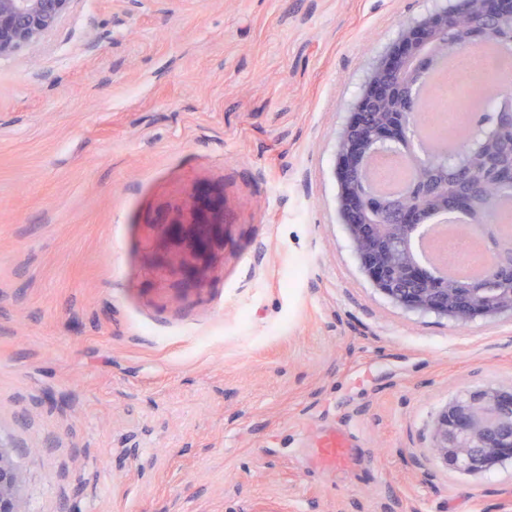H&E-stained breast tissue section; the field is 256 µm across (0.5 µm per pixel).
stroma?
Returning a JSON list of instances; mask_svg holds the SVG:
<instances>
[{
	"label": "stroma",
	"instance_id": "obj_1",
	"mask_svg": "<svg viewBox=\"0 0 512 512\" xmlns=\"http://www.w3.org/2000/svg\"><path fill=\"white\" fill-rule=\"evenodd\" d=\"M435 0H72L0 59V442L26 512H512L433 459L512 316L402 311L336 210L366 73ZM223 208L204 281L152 224ZM353 459L324 472L320 437Z\"/></svg>",
	"mask_w": 512,
	"mask_h": 512
}]
</instances>
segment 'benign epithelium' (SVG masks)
<instances>
[{
  "mask_svg": "<svg viewBox=\"0 0 512 512\" xmlns=\"http://www.w3.org/2000/svg\"><path fill=\"white\" fill-rule=\"evenodd\" d=\"M72 0H0V59L36 43L53 31L66 14ZM484 15L471 27L448 36V9L438 8L401 28L395 42L380 54L367 72L360 93L350 107V118L340 132L337 144V204L360 268L386 299L394 305L419 314H434L456 322L477 318L512 315V289L485 285L473 289V300L458 306L448 296L430 299L422 289L394 288L383 259L365 245L366 236L382 234L380 223L383 200L365 188L367 166L378 149L399 143L408 155L407 134L413 129L417 107L415 88L434 55L462 53L476 48L484 38L493 17L507 10L508 0H483ZM397 84L403 116L400 122L385 126L369 136L360 134L370 106L384 93L383 75ZM155 239L169 245V254L160 269L186 280L200 281L213 258L224 250L227 225L224 220L203 217L189 205L184 222L152 224ZM429 272L414 256L408 257L406 278L421 284ZM431 453L445 465L470 476H481L512 459V387H486L466 392L448 402L432 424ZM0 512H25L20 495V478L5 445L0 442Z\"/></svg>",
  "mask_w": 512,
  "mask_h": 512,
  "instance_id": "benign-epithelium-1",
  "label": "benign epithelium"
}]
</instances>
